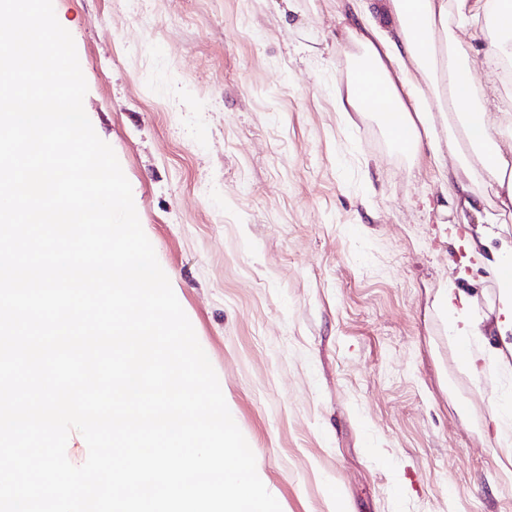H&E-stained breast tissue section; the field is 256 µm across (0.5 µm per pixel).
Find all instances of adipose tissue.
I'll use <instances>...</instances> for the list:
<instances>
[{
  "label": "adipose tissue",
  "mask_w": 512,
  "mask_h": 512,
  "mask_svg": "<svg viewBox=\"0 0 512 512\" xmlns=\"http://www.w3.org/2000/svg\"><path fill=\"white\" fill-rule=\"evenodd\" d=\"M351 18L348 38L364 52L367 70L383 88L364 93L358 82H349L343 109L354 112L390 111L400 129L409 134L407 148L427 145L438 179L453 186V204L463 212L478 213L480 225L465 234L470 255L493 237V225L512 218V147L503 148L493 137L500 125H512L504 111L497 82L505 48L495 44L485 55L488 82L478 87L468 79L475 53L470 23L481 15L501 13V0H346ZM475 113L480 135L468 153L457 155L448 166L437 134L436 121L449 111ZM495 190L496 203L483 207L484 188ZM482 265L499 273L502 307L496 322L499 334L512 331V278L502 270L512 262V243L502 242ZM440 301L449 314L450 335L466 338L480 334L478 319L469 315L468 299L455 285L444 288Z\"/></svg>",
  "instance_id": "obj_1"
}]
</instances>
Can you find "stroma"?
I'll use <instances>...</instances> for the list:
<instances>
[{"mask_svg":"<svg viewBox=\"0 0 512 512\" xmlns=\"http://www.w3.org/2000/svg\"><path fill=\"white\" fill-rule=\"evenodd\" d=\"M84 109L282 512H512V449L439 304L493 323L428 151L339 97L342 0H53Z\"/></svg>","mask_w":512,"mask_h":512,"instance_id":"obj_1","label":"stroma"}]
</instances>
